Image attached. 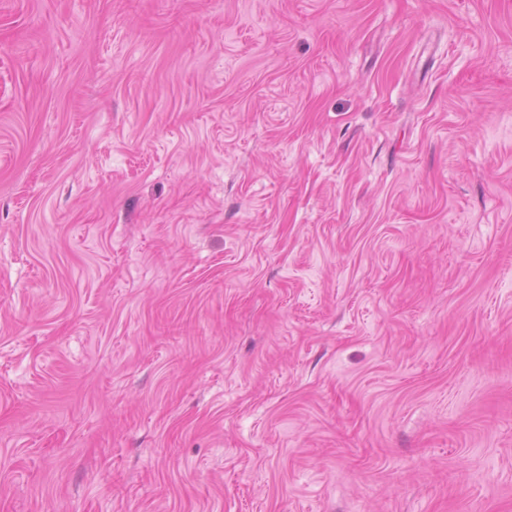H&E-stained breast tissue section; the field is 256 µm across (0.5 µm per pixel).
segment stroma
I'll list each match as a JSON object with an SVG mask.
<instances>
[{"label":"stroma","instance_id":"obj_1","mask_svg":"<svg viewBox=\"0 0 512 512\" xmlns=\"http://www.w3.org/2000/svg\"><path fill=\"white\" fill-rule=\"evenodd\" d=\"M0 512H512V0H0Z\"/></svg>","mask_w":512,"mask_h":512}]
</instances>
